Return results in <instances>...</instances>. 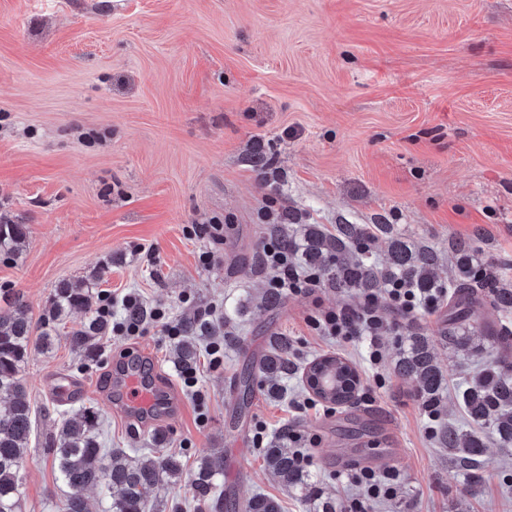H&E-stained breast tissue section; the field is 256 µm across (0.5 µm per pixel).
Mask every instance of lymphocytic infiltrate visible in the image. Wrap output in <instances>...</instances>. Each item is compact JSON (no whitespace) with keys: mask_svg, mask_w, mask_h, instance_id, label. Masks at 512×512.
Returning <instances> with one entry per match:
<instances>
[{"mask_svg":"<svg viewBox=\"0 0 512 512\" xmlns=\"http://www.w3.org/2000/svg\"><path fill=\"white\" fill-rule=\"evenodd\" d=\"M262 262L269 273L267 288L281 296H300L311 300L314 309L306 314V325L318 336L336 342L365 341L371 364H380L383 354L380 338L388 332H401L415 319L417 312H436L448 302V291L433 288L427 291L412 287L397 279L382 287L351 293L333 308H322L316 294L321 286L319 272L302 266L294 253L282 249L277 241L265 243ZM122 304L128 314L113 322L112 330L121 336H136L147 322L163 323L168 335H181V324L170 322L165 309L146 308L138 293L129 292L122 299L107 291L100 292L99 315L108 317L114 304Z\"/></svg>","mask_w":512,"mask_h":512,"instance_id":"lymphocytic-infiltrate-1","label":"lymphocytic infiltrate"}]
</instances>
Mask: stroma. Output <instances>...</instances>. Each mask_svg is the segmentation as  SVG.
Here are the masks:
<instances>
[{
	"instance_id": "obj_1",
	"label": "stroma",
	"mask_w": 512,
	"mask_h": 512,
	"mask_svg": "<svg viewBox=\"0 0 512 512\" xmlns=\"http://www.w3.org/2000/svg\"><path fill=\"white\" fill-rule=\"evenodd\" d=\"M288 127L297 136L285 137ZM258 139L273 153L276 186L252 166ZM270 193L294 215V232L390 224L443 257L464 240L512 284V0H0V220L29 230L22 252L0 253V290L20 295L36 323L65 280L140 293L176 321L218 315L211 341L197 344L192 387L158 324L97 338L92 361L63 341L31 353L23 377L36 423L21 512H61L70 490L52 469L51 439L85 406L103 447L173 453L187 474L201 456L223 455L218 491L239 510L257 493L279 498L283 512L344 504L360 494L344 458L372 454L398 473L399 489L367 501L368 512H512V447L480 429L482 480L470 495L453 454L426 434L467 428L463 384L500 352L485 339V321L498 317L488 290L475 287L477 316L462 324L474 350L443 341L450 307L415 318L413 332L449 372L429 415L394 370L397 336L382 337L374 368L360 343L312 336L303 298L261 304L260 249L274 229L256 213ZM224 215L233 219L224 249L202 265L209 243L186 229ZM274 336L301 355L278 397L257 370ZM212 342L224 347L217 367ZM326 356L356 369L360 395L296 410L292 400L310 395L309 366ZM131 358L181 403L145 431L108 403L115 367ZM63 385L73 389L66 403ZM288 428L316 440L306 490L282 487L264 465ZM148 502L149 512H211L186 480L151 490Z\"/></svg>"
}]
</instances>
